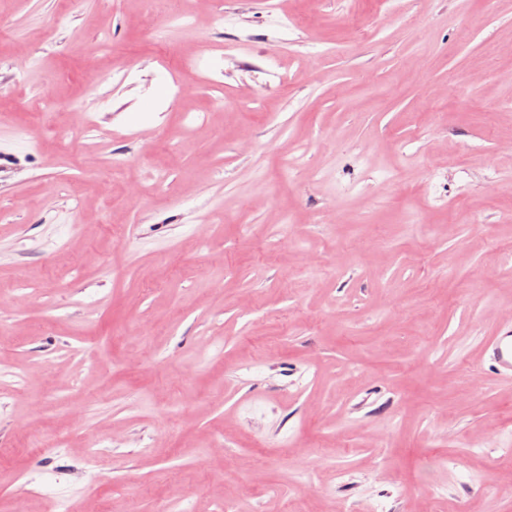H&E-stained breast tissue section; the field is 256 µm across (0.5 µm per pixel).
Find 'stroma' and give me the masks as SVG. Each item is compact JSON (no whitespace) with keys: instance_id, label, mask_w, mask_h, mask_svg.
<instances>
[{"instance_id":"stroma-1","label":"stroma","mask_w":512,"mask_h":512,"mask_svg":"<svg viewBox=\"0 0 512 512\" xmlns=\"http://www.w3.org/2000/svg\"><path fill=\"white\" fill-rule=\"evenodd\" d=\"M223 8L0 0V512H512V0ZM484 363L501 379H512V325L502 324L496 335L487 340Z\"/></svg>"}]
</instances>
